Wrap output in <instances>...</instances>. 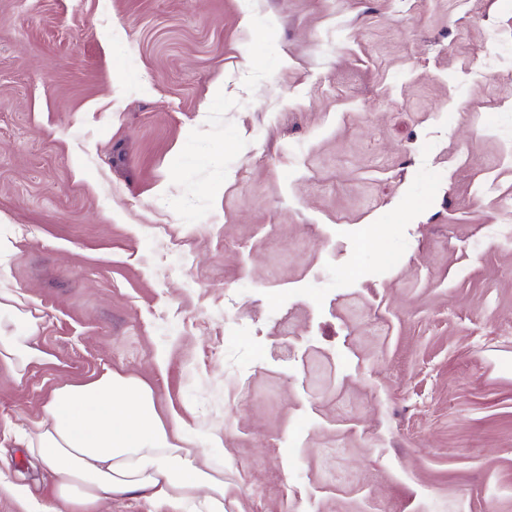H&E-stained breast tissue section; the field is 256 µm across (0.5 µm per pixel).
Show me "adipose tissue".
<instances>
[{"label": "adipose tissue", "mask_w": 512, "mask_h": 512, "mask_svg": "<svg viewBox=\"0 0 512 512\" xmlns=\"http://www.w3.org/2000/svg\"><path fill=\"white\" fill-rule=\"evenodd\" d=\"M39 321L14 293L0 290V361L16 376L45 358L34 347ZM161 422L152 390L111 371L57 387L24 437L28 453L53 476L54 507L106 512L112 497L137 492L174 512H224V480L208 458L178 446Z\"/></svg>", "instance_id": "adipose-tissue-1"}]
</instances>
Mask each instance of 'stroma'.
Wrapping results in <instances>:
<instances>
[{
	"instance_id": "obj_1",
	"label": "stroma",
	"mask_w": 512,
	"mask_h": 512,
	"mask_svg": "<svg viewBox=\"0 0 512 512\" xmlns=\"http://www.w3.org/2000/svg\"><path fill=\"white\" fill-rule=\"evenodd\" d=\"M0 241L40 504L111 370L225 512H512V0H0ZM4 320L9 327L5 328ZM39 320L14 293L0 289V360L11 366L18 377L27 368L43 361L47 355L33 346Z\"/></svg>"
}]
</instances>
